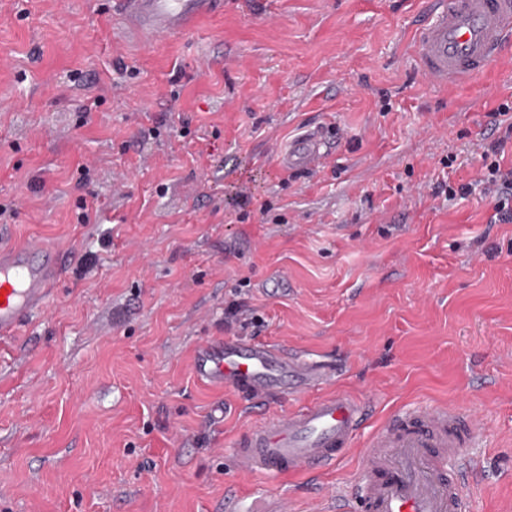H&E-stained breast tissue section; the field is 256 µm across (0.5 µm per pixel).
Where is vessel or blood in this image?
Listing matches in <instances>:
<instances>
[{"mask_svg":"<svg viewBox=\"0 0 512 512\" xmlns=\"http://www.w3.org/2000/svg\"><path fill=\"white\" fill-rule=\"evenodd\" d=\"M129 33L149 39L188 30L223 12L224 0H120ZM415 30L417 70L441 86L470 79L512 44V0H427ZM321 133L304 135L278 154L283 167L313 170L324 162ZM64 254L32 239L0 250V338L13 335L28 314L47 307L61 281ZM192 371L201 382L241 393L249 404L306 394L334 374L322 361H304L281 345L245 336L200 342ZM368 419L344 395L321 397L266 417L241 443L242 474L315 472L336 463ZM484 434L479 415L439 404L390 417L365 453L366 481L354 496L337 493L338 512H465L463 484L474 464L465 453ZM456 472H449V461Z\"/></svg>","mask_w":512,"mask_h":512,"instance_id":"vessel-or-blood-1","label":"vessel or blood"}]
</instances>
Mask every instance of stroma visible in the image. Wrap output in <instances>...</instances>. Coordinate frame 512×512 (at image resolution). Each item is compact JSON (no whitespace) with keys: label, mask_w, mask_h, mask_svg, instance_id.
<instances>
[{"label":"stroma","mask_w":512,"mask_h":512,"mask_svg":"<svg viewBox=\"0 0 512 512\" xmlns=\"http://www.w3.org/2000/svg\"><path fill=\"white\" fill-rule=\"evenodd\" d=\"M426 0H224L126 38L115 0H0V248L64 247L47 309L0 339V512H322L363 481L383 420L478 413L467 512H512V223L473 181L512 118V51L440 88L416 70ZM329 128L316 171L276 148ZM341 361L369 405L314 474L241 476L261 418L198 381L224 333Z\"/></svg>","instance_id":"stroma-1"}]
</instances>
